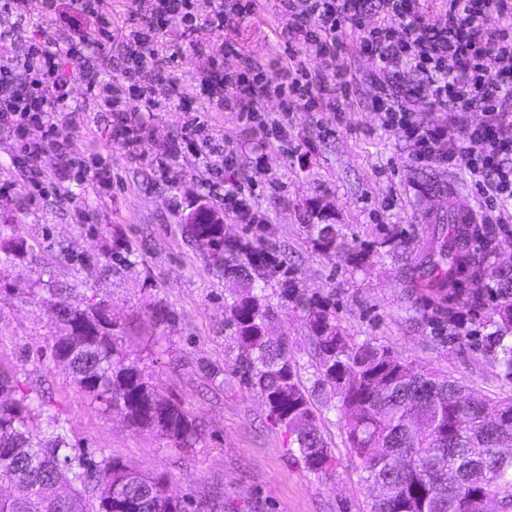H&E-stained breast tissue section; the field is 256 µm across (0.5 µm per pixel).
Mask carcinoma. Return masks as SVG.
<instances>
[{
    "mask_svg": "<svg viewBox=\"0 0 512 512\" xmlns=\"http://www.w3.org/2000/svg\"><path fill=\"white\" fill-rule=\"evenodd\" d=\"M195 243L206 235L213 262L233 264L252 285L281 275L283 262L275 249L244 246L224 238L218 224H189ZM313 245L331 257L341 250L336 224H309ZM402 231L394 228L383 243L403 264L412 256L402 247ZM512 246L503 230L487 224H459L447 240L439 230L424 240L423 277L437 321L458 331L459 309L483 304L471 285L483 279L488 261ZM498 298L485 314V353L497 375L512 385V276L498 279ZM72 285L45 284L55 299L58 334L66 338L77 304L69 299ZM280 297L301 309L315 356L317 388L330 387L337 409L348 418L349 448L359 459L361 478L376 495L370 512H502L512 502V398L479 399L467 387L445 376L419 370L391 349L370 341L357 343L336 324L330 299L284 279ZM241 362L251 384L263 394L274 422L292 437L291 455L307 471L320 474L335 458L321 430L313 391L302 381L288 340L273 337V309L266 297L245 293L227 305ZM132 323L115 318L112 331L96 341L76 346L66 363L78 392L104 410L119 404L133 428L149 430L172 450L196 447L203 439L201 424L176 400L159 390L140 359L123 352ZM0 466L17 472L9 486L0 485V512H55L51 490L74 488L69 512H187L183 497L163 476L147 474L116 460L96 462L71 453L66 434L55 430L39 438L38 417L49 402L32 399L23 384L0 376ZM224 493L210 492L196 501L193 512H217Z\"/></svg>",
    "mask_w": 512,
    "mask_h": 512,
    "instance_id": "obj_1",
    "label": "carcinoma"
}]
</instances>
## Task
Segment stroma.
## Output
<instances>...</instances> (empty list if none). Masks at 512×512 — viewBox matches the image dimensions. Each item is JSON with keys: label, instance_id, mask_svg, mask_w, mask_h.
I'll return each mask as SVG.
<instances>
[{"label": "stroma", "instance_id": "1", "mask_svg": "<svg viewBox=\"0 0 512 512\" xmlns=\"http://www.w3.org/2000/svg\"><path fill=\"white\" fill-rule=\"evenodd\" d=\"M154 6V0H101L96 14L72 21L46 18L39 0H20L18 14L0 16V31L8 34L0 50L22 63L42 30L53 28L65 39L75 24L94 42L105 16L114 36L106 74L119 82L122 43L144 30ZM301 59L315 72H347L352 85L341 103L342 117L334 119L325 105L295 113L290 142L266 143L259 153L251 146L254 134L236 113L212 112L206 99L189 104L182 95L214 70L235 74L250 62L276 76L277 63L288 60L278 0H257L250 18L222 31L202 22L191 30L175 23L155 36L138 70L141 81L161 96L140 155L112 145V117L98 113L79 78L70 84L72 138L65 155L39 160L40 184L28 180L13 135L0 131V184L16 186L10 198L0 199V225L27 245L21 257L0 264V372L20 380L31 397L44 392L52 397L55 405L42 416L40 428L63 429L74 453L112 457L165 475L176 494L191 500L223 490L226 512H369L371 490L346 445L345 421L330 390L316 392L315 400L334 467L309 473L290 455L288 435L239 367L226 305L243 282L213 264L208 250L185 232L183 218L198 203L222 213L227 236L284 252L290 278L334 300L336 321L346 335L388 346L417 368L458 380L478 396L512 395V386L498 379L481 348L480 320L472 321L465 341L450 339L418 307L421 279L375 242L387 225L412 235L447 223L454 191L478 205L469 182L442 166L416 165L412 146L381 128L373 103L392 88L372 78L375 62L359 37H346L335 58L319 56L309 46ZM198 112L207 114L212 140L234 152L225 183H253L264 227L240 223L225 212L223 200L210 190L204 159L178 155L169 160L170 179L157 176L153 155L178 138ZM69 157L101 159L111 172V196L98 197L65 176ZM57 188L74 197L84 221L59 204ZM310 224L338 225L352 245L351 258L319 252L306 232ZM53 278L74 285V301L96 294L111 302L114 314L140 323L159 308L170 314L159 343L138 344L137 352L160 391L180 400L202 423L203 446L181 454L162 448L154 433L129 427L120 410L102 411L76 391L69 369L50 354L53 307L28 293ZM279 289L275 279L265 285L274 311L271 333L287 338L309 386L315 359L303 313L282 303Z\"/></svg>", "mask_w": 512, "mask_h": 512}]
</instances>
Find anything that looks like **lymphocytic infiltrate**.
Returning <instances> with one entry per match:
<instances>
[{"label":"lymphocytic infiltrate","mask_w":512,"mask_h":512,"mask_svg":"<svg viewBox=\"0 0 512 512\" xmlns=\"http://www.w3.org/2000/svg\"><path fill=\"white\" fill-rule=\"evenodd\" d=\"M288 20L291 52L280 82L262 71L241 73L236 80L213 74L208 81V101L215 110L238 113L256 124L266 138L286 140L296 112H312L320 102L348 95L350 83L342 70L314 73L298 61L296 52L315 46L321 55L333 57L346 33L361 34L381 75L395 90L394 97H380L374 108L383 127L396 131L414 148L413 159L422 166L433 164L461 171L486 198L484 224L512 223V126L504 123L500 108L512 99V0H449L444 14L424 22L419 0H280ZM255 0H210L206 15H199L198 0H155L145 33L126 42L130 63L125 78H134L135 65L149 52L153 37L171 22L195 26L205 21L223 30L232 18L246 19L255 11ZM373 11L395 17L401 32L392 28L365 29L364 17ZM88 38L83 32L59 43L44 35L30 44L22 69L0 65V129L12 132L22 154L32 166L31 179L41 175L35 163L43 155L64 154L71 139L67 121L69 85L79 76L96 85L98 74L85 54ZM495 70H488L487 60ZM70 68H63V61ZM235 86L222 93L224 84ZM132 94L140 105L119 114L111 130L114 145L142 147L148 127L146 113L157 104V91L136 85ZM283 101V118L260 119L259 105L270 96ZM436 111V119L423 123L416 117L417 103ZM472 112L480 122L469 121ZM38 136H31V129Z\"/></svg>","instance_id":"f902f5d3"}]
</instances>
